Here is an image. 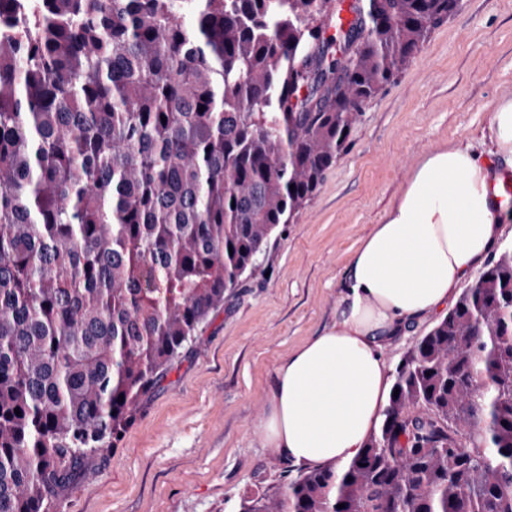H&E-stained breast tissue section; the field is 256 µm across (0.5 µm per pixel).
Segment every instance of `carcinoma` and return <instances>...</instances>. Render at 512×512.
<instances>
[{
    "instance_id": "cac0c4a2",
    "label": "carcinoma",
    "mask_w": 512,
    "mask_h": 512,
    "mask_svg": "<svg viewBox=\"0 0 512 512\" xmlns=\"http://www.w3.org/2000/svg\"><path fill=\"white\" fill-rule=\"evenodd\" d=\"M460 3L0 0V512H56ZM392 388L238 512H512V247Z\"/></svg>"
}]
</instances>
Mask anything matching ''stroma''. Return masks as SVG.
I'll return each instance as SVG.
<instances>
[{"label": "stroma", "mask_w": 512, "mask_h": 512, "mask_svg": "<svg viewBox=\"0 0 512 512\" xmlns=\"http://www.w3.org/2000/svg\"><path fill=\"white\" fill-rule=\"evenodd\" d=\"M512 98V0H463L373 100L312 202L271 241L260 272L141 403L116 448L88 456L57 512H237L293 463L259 432L282 358L335 320L362 240L430 151L494 147Z\"/></svg>", "instance_id": "stroma-1"}]
</instances>
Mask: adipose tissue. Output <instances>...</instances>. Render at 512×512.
<instances>
[{
    "mask_svg": "<svg viewBox=\"0 0 512 512\" xmlns=\"http://www.w3.org/2000/svg\"><path fill=\"white\" fill-rule=\"evenodd\" d=\"M492 124L501 165L467 146L432 151L354 252L335 323L276 369L264 447L306 467L360 452L388 397L386 343L446 307L512 222L502 178L512 174V100L495 107Z\"/></svg>",
    "mask_w": 512,
    "mask_h": 512,
    "instance_id": "obj_1",
    "label": "adipose tissue"
}]
</instances>
